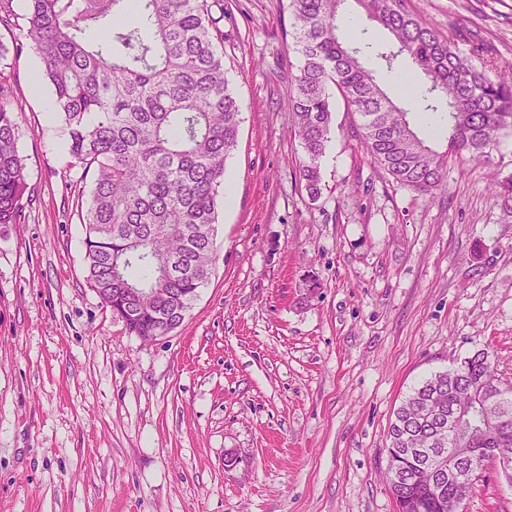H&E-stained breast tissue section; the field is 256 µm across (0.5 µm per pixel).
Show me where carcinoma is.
Here are the masks:
<instances>
[{
  "instance_id": "carcinoma-1",
  "label": "carcinoma",
  "mask_w": 512,
  "mask_h": 512,
  "mask_svg": "<svg viewBox=\"0 0 512 512\" xmlns=\"http://www.w3.org/2000/svg\"><path fill=\"white\" fill-rule=\"evenodd\" d=\"M347 0H290L295 49L302 57L286 111L301 141L300 179L321 192L319 160L333 116L335 86L362 119V147L393 180L420 194L436 190L452 156L488 159L512 133V83L499 74L486 40L470 32L462 57L450 38L408 10L404 0H355L391 40L340 36ZM23 38L41 61L68 134L70 166L91 175L84 267L89 287L156 292L154 312L189 311L218 259V205L225 161L237 146L239 107L225 78L220 0H27ZM375 54L389 70L404 61L420 72L406 105L381 88L361 62ZM440 115L448 149L419 136L412 110ZM17 115L0 85V224H18L28 204ZM481 403L479 429L451 448L512 449V383L478 350L415 388L395 411L387 451L404 478L391 488L397 512H448L458 493L440 448L448 415Z\"/></svg>"
}]
</instances>
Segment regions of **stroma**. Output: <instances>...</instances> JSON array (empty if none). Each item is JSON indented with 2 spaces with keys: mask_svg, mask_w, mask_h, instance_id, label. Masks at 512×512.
<instances>
[{
  "mask_svg": "<svg viewBox=\"0 0 512 512\" xmlns=\"http://www.w3.org/2000/svg\"><path fill=\"white\" fill-rule=\"evenodd\" d=\"M468 55L481 30L512 68V0H407ZM224 63L241 115L219 204V260L183 324L131 334L86 282L54 96L32 77L26 0H7L0 84L19 116L29 200L0 224V512H396L393 412L431 374L489 350L512 382V135L453 160L418 194L361 147L331 91L321 193L284 110L301 57L289 0H224ZM466 512H512L486 470Z\"/></svg>",
  "mask_w": 512,
  "mask_h": 512,
  "instance_id": "obj_1",
  "label": "stroma"
}]
</instances>
